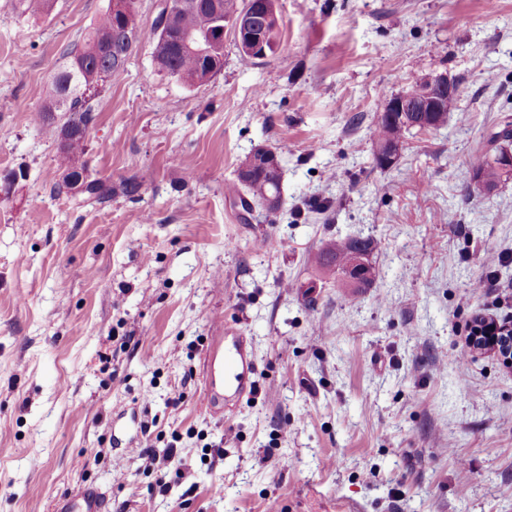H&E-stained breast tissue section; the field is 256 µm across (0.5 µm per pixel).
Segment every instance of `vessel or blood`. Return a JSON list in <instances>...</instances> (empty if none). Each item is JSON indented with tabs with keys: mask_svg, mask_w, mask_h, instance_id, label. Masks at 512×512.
<instances>
[{
	"mask_svg": "<svg viewBox=\"0 0 512 512\" xmlns=\"http://www.w3.org/2000/svg\"><path fill=\"white\" fill-rule=\"evenodd\" d=\"M254 362L245 337H212L202 359L204 400L214 413L238 400L254 386ZM106 499L99 489H85L55 502L52 512H105Z\"/></svg>",
	"mask_w": 512,
	"mask_h": 512,
	"instance_id": "1",
	"label": "vessel or blood"
}]
</instances>
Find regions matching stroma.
<instances>
[{
  "mask_svg": "<svg viewBox=\"0 0 512 512\" xmlns=\"http://www.w3.org/2000/svg\"><path fill=\"white\" fill-rule=\"evenodd\" d=\"M109 3L0 0V512L84 486L106 512H512V366L467 341L512 320V178L489 193L471 171L512 124V0H276L274 52L244 60L225 32L193 85L155 66L164 0H137L87 136L113 185L98 204L55 192L58 141L32 115ZM444 71L455 110L377 167L386 102ZM261 147L281 204L247 212L229 187ZM339 237L375 240L372 287L310 266ZM220 324L256 386L215 416ZM169 442L161 478L136 451Z\"/></svg>",
  "mask_w": 512,
  "mask_h": 512,
  "instance_id": "35a3bbf8",
  "label": "stroma"
}]
</instances>
